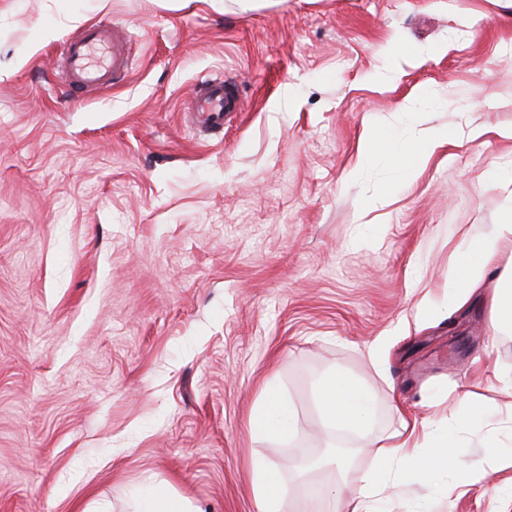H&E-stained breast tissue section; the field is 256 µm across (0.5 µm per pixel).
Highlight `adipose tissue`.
<instances>
[{"label":"adipose tissue","mask_w":512,"mask_h":512,"mask_svg":"<svg viewBox=\"0 0 512 512\" xmlns=\"http://www.w3.org/2000/svg\"><path fill=\"white\" fill-rule=\"evenodd\" d=\"M447 140V132L429 129L414 141L396 143L385 137L383 129L377 128L364 138L360 162L368 165L386 160L401 181L410 182L419 175L435 149ZM504 213L505 223L490 225L479 238L462 245L456 262L448 267V292L443 304L450 309L462 306L479 291L489 273L498 272L499 285L490 298V330L495 337L512 332V268L503 271L497 268L499 244L512 236V200L506 204ZM440 307L429 306V314H437ZM316 398L324 429L339 426L358 429L368 420L369 396L342 372L325 374L318 383ZM469 421L483 431L484 460L480 463L449 454L447 434L428 432L425 424L402 417L399 430L383 437L376 467L366 471L351 489L347 503L350 512H379L381 494L388 483L424 484L440 470L455 474L457 489L476 485L484 476L485 465L500 457L501 450L494 431L486 429L483 414L470 415ZM249 428L257 435L277 437L297 433L301 426L279 387L270 382L262 390L261 404L249 418ZM251 472V492L259 512H288L278 468L256 460L251 464Z\"/></svg>","instance_id":"ef3b65f1"}]
</instances>
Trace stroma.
<instances>
[{"label":"stroma","instance_id":"obj_1","mask_svg":"<svg viewBox=\"0 0 512 512\" xmlns=\"http://www.w3.org/2000/svg\"><path fill=\"white\" fill-rule=\"evenodd\" d=\"M112 21L130 36L112 88L72 93L61 44ZM242 112L213 131L197 79ZM484 129L408 186L362 168L380 126ZM512 0H0V512H140L169 487L192 512H258L250 463L282 474L290 512H331L394 406L478 459L470 389L512 448V335L490 290L438 318L463 240L503 221L512 183ZM395 185L390 203H363ZM332 370L374 398L364 430L324 433ZM301 422L248 418L267 381ZM393 485L382 512H512V458L446 495ZM190 103V112H197L215 129L224 127L229 112H238L237 90L222 78L201 77Z\"/></svg>","mask_w":512,"mask_h":512}]
</instances>
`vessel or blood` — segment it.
<instances>
[{
	"label": "vessel or blood",
	"instance_id": "b4317fda",
	"mask_svg": "<svg viewBox=\"0 0 512 512\" xmlns=\"http://www.w3.org/2000/svg\"><path fill=\"white\" fill-rule=\"evenodd\" d=\"M61 54L69 66L71 85L79 90L109 88L115 75L128 68L124 44L108 24L80 30L63 43ZM190 109L220 129L227 113L238 111L239 96L223 79L203 77L197 82Z\"/></svg>",
	"mask_w": 512,
	"mask_h": 512
}]
</instances>
